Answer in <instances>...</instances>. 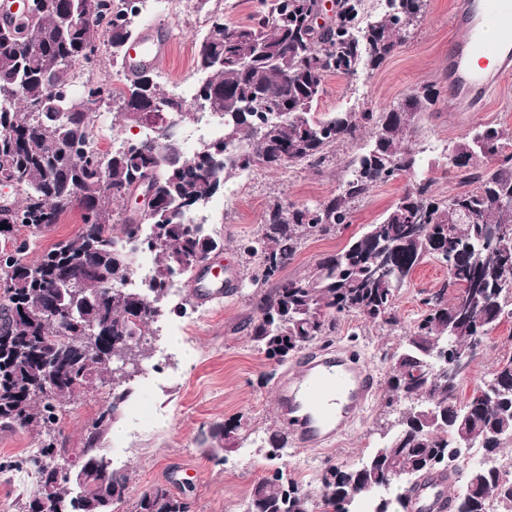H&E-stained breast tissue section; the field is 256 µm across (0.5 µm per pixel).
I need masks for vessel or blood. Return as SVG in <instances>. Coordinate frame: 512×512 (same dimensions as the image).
I'll return each instance as SVG.
<instances>
[{
    "label": "vessel or blood",
    "instance_id": "obj_1",
    "mask_svg": "<svg viewBox=\"0 0 512 512\" xmlns=\"http://www.w3.org/2000/svg\"><path fill=\"white\" fill-rule=\"evenodd\" d=\"M452 22L467 31L448 50L451 96L466 109L512 72V0H461ZM169 47L157 31L146 30L132 45L131 61L153 63L168 54ZM376 387L374 370L351 350L310 352L303 356L299 372L284 374L279 381L281 418L297 447L322 448L343 432L352 411L366 404ZM453 480L449 472L423 478L412 512H444V491Z\"/></svg>",
    "mask_w": 512,
    "mask_h": 512
}]
</instances>
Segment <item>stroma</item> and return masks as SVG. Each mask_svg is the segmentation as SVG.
Returning <instances> with one entry per match:
<instances>
[{"label": "stroma", "instance_id": "35a3bbf8", "mask_svg": "<svg viewBox=\"0 0 512 512\" xmlns=\"http://www.w3.org/2000/svg\"><path fill=\"white\" fill-rule=\"evenodd\" d=\"M173 2V13L163 17L157 16L155 5L149 2L138 25L168 30L171 51L154 65L160 81L167 86L176 82L193 86L197 83L194 50L207 30L205 15L198 11L196 0ZM455 2L428 0L424 21L383 66L361 75L356 85L341 75L328 76L317 106L321 113L381 112L419 87H436L439 102L434 111L421 114L412 146L419 153L420 171L432 178L433 192L441 198L462 189L460 181L444 171L448 146L462 141L478 124L512 130V76L503 78L472 111L457 112L448 106V45L466 36L465 29L451 23ZM360 149L357 143L336 147L332 162L319 171L297 166L245 172L225 182L210 199L212 227L224 234V250L215 260L228 267L239 285L219 302H202L195 288L163 302L159 319L163 332L151 343L147 371L131 381L132 393L104 441L108 457L125 465L131 475L128 501L116 505L114 512H128L129 501L158 483L186 498L191 512H242L253 482L279 465L316 501L322 490L319 475L326 463L353 464L375 448L380 426L394 420V413L384 406L390 363L383 354L421 316L426 293L438 290L447 278V268L435 259L420 263L397 296L396 326L378 327L350 315L327 341V348L342 346L361 355L377 376L369 406L330 446L310 451L291 444L278 463L267 460L259 449H240L226 454L224 464L218 465L197 443L202 427L239 415L261 436L285 433L276 383L264 378L272 364L248 338L247 326L255 315L253 288L239 246L257 235L273 202L311 206L336 193L348 161ZM414 180V174L405 173L373 187L355 204L345 229L305 240L283 277L304 276L324 255L341 250L365 225L377 223ZM508 353H512V320L502 321L471 364L463 396H470L487 380L498 359ZM111 399L108 389L97 387L64 403L60 429L69 447H79L85 423Z\"/></svg>", "mask_w": 512, "mask_h": 512}]
</instances>
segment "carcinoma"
<instances>
[{"instance_id": "1", "label": "carcinoma", "mask_w": 512, "mask_h": 512, "mask_svg": "<svg viewBox=\"0 0 512 512\" xmlns=\"http://www.w3.org/2000/svg\"><path fill=\"white\" fill-rule=\"evenodd\" d=\"M388 2V10L366 17L363 0H342L336 22L318 27L320 0H258L243 25L206 10L217 36L196 44L194 60L211 111L224 114V140L191 156L170 140L163 157L145 136L100 154L93 146L95 113L74 110L71 92L62 90L71 71L93 63V47L126 68L122 47L139 35L143 0H38L27 23L0 22V127L12 130L0 140V168L15 171L21 196L0 205V240L13 247L0 254V430L31 429L39 444L24 462L38 486L20 501L21 512H42V497L54 512H112L125 501L128 470L103 448L130 394L123 384L143 371L145 345L172 281L189 283L199 259L224 249L223 235L187 223V214L239 171L298 164L318 170L336 145L364 136L370 146L349 161L335 194L313 206L271 204L258 236L241 244L256 259L249 339L279 365L335 333L343 315L392 325L396 296L414 269L427 258L440 261L448 280L429 294L427 310L389 353L387 405L405 409L360 465L322 470L319 507L409 512L419 480L441 468L463 481L450 499L452 512H512V457L504 453L512 443V356L499 359L467 400L460 397L465 375L440 376L445 357L464 351L475 360L486 337L512 319V207L503 206L512 199V132L479 124L448 153L445 172L468 189L439 199L432 179L423 177L380 222L320 259L310 274L280 277L302 239L335 234L374 186L418 166L410 136L416 117L437 104L434 87L383 112L314 111L327 76L352 80L361 69H379L424 14L425 0ZM108 100L132 127L143 126L159 104L172 115L189 111L150 68ZM271 105L278 111H267ZM229 145L236 153L224 155L223 169L211 170L215 148ZM143 180L154 192L146 233L118 209ZM75 207L78 233L27 260L20 229L35 233ZM135 234L137 248L157 256L150 295L126 287L132 263L116 239L129 242ZM107 385L112 402L86 424L80 447H67L57 431L62 403ZM254 435L238 417L210 424L198 443L217 462L247 441L266 449L269 460L283 457L285 438ZM72 483L80 492L69 499ZM309 504L310 495L277 467L252 484L245 512H310ZM188 509L164 484L131 505V512Z\"/></svg>"}]
</instances>
